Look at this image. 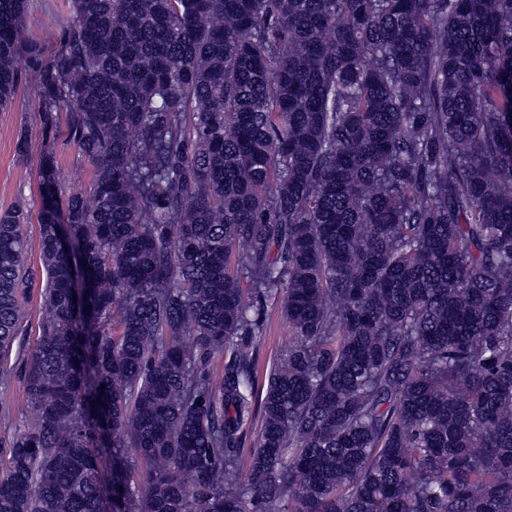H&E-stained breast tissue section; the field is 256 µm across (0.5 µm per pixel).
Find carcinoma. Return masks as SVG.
I'll use <instances>...</instances> for the list:
<instances>
[{
    "instance_id": "obj_1",
    "label": "carcinoma",
    "mask_w": 512,
    "mask_h": 512,
    "mask_svg": "<svg viewBox=\"0 0 512 512\" xmlns=\"http://www.w3.org/2000/svg\"><path fill=\"white\" fill-rule=\"evenodd\" d=\"M26 6L0 108L26 59L91 178L59 193L45 143L0 512H512V0H72L47 54ZM26 227L0 212V356ZM261 307H263L261 309L263 338L256 351L260 381L273 361L288 349V344L291 341L288 335V327L281 317L278 306L272 301H263Z\"/></svg>"
}]
</instances>
